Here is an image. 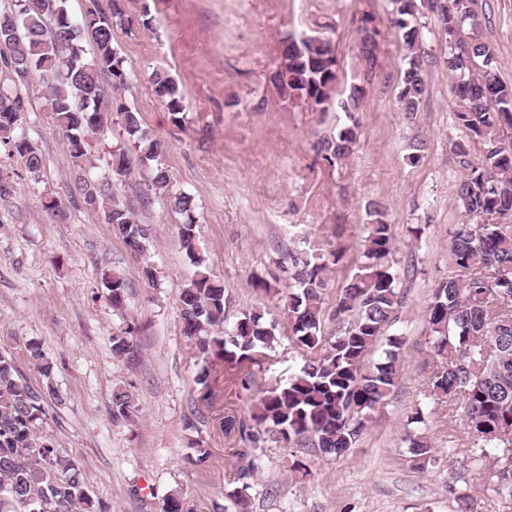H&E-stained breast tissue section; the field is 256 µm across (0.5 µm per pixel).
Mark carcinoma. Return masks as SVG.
Listing matches in <instances>:
<instances>
[{
	"instance_id": "obj_1",
	"label": "carcinoma",
	"mask_w": 512,
	"mask_h": 512,
	"mask_svg": "<svg viewBox=\"0 0 512 512\" xmlns=\"http://www.w3.org/2000/svg\"><path fill=\"white\" fill-rule=\"evenodd\" d=\"M14 8L0 17L15 14L18 28L0 29V47L13 76L20 70L41 74L44 98L64 131L73 163L88 161L87 133L97 130L111 110L104 96L102 75L112 76V87L125 84L122 61L112 47L110 18L89 10L82 22L71 17L66 0H13ZM440 21L448 35V72L454 77L452 93L459 102L454 119L462 137L452 143L459 165L467 171L457 192V202L468 220L451 236L450 256L456 275L433 290L427 310L432 346L442 359L441 369L431 378L427 396L448 402L451 417L460 418L470 443L471 459H491L494 465L512 455V440L502 441L497 432L512 429V232L502 224L484 223V216H512V85L498 76L494 53L481 39L475 0H444ZM394 25L405 50L398 102L407 115L418 112L426 91L421 60L416 53L419 34L415 24L416 0H394ZM95 45L88 58L82 47L84 35ZM379 31L360 42L366 64L375 59ZM336 59L330 41L290 36L274 84L288 96L306 100L322 112L336 105L346 122L317 142L327 161L348 158L358 142L353 112L360 91L332 101ZM156 92L168 108L179 113L182 94L170 76L155 74ZM26 101L16 89L0 84V141L24 160L27 171L37 176L42 160L25 143L16 142V129ZM128 142L112 154L117 177L128 175L126 157L136 153L152 161L163 152L136 113L124 109ZM483 145L478 160L470 146ZM168 171L156 166L153 185L167 193L171 209L184 217L180 244L194 267L179 296L182 332L203 361L216 356L226 362L255 361L280 342L278 324L259 310L242 313L224 327V285L212 278L207 258L194 233L193 199L170 190ZM115 182L87 181L86 204L102 212L133 251H146L149 228L115 193ZM368 234L362 241L365 261L358 266L336 298V306L325 314L322 290L326 286L324 255L300 250L289 255L288 292L285 305L291 326L290 340L305 352L304 363L288 380L266 390L254 405L253 424L241 423L244 440L251 447L272 441L286 446L309 441L326 455L340 457L358 442L367 421L391 393L402 371L398 336L386 332L393 323L398 302V273L389 257L393 250L392 225L376 204L369 210ZM101 284L112 307L124 305L127 283L119 271H105ZM336 329L325 332V321ZM136 326L112 338V354L121 357L130 349ZM29 361L48 379L54 365L40 344H27ZM62 402L52 385L36 391L19 375L14 362L0 355V512L19 506L23 512H96L77 464L61 456L50 434L41 429L44 404ZM135 408L133 394L125 389L112 393V420L130 418ZM424 437L409 438V453L422 468L431 460ZM249 472L240 470V484L228 495L235 512H246Z\"/></svg>"
}]
</instances>
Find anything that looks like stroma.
Masks as SVG:
<instances>
[{
    "instance_id": "1",
    "label": "stroma",
    "mask_w": 512,
    "mask_h": 512,
    "mask_svg": "<svg viewBox=\"0 0 512 512\" xmlns=\"http://www.w3.org/2000/svg\"><path fill=\"white\" fill-rule=\"evenodd\" d=\"M66 6L77 18L91 8L112 17V46L127 81L116 89L110 76L102 78L112 109L87 137L91 165L83 172L69 156L38 74L17 86L28 102L23 134L43 165L31 178L0 143V176L14 187L0 200V355L39 390L44 380L26 346L41 343L63 398L46 403L43 427L60 454L76 462L94 502L107 512H161L174 494L181 512H224L230 474L251 464L249 512H458L459 492L467 494L469 512H503L488 461L466 462L462 449L449 447L463 427L449 417L447 403L426 396L441 365L426 311L434 288L453 273L450 236L464 220L457 189L465 176L451 151L460 131L447 45L426 0L416 14L426 92L410 119L398 104L405 61L390 24L392 0H67ZM477 9L481 37L502 81L511 84L512 0H477ZM366 15L380 31L371 70L359 51ZM291 35L331 41L335 97L361 91L354 114L360 138L342 162L324 160L315 143L344 114L279 93L271 80ZM158 72L176 80L179 114L158 97ZM125 108L166 146L155 163L130 157L121 188L152 229L142 257L82 194L83 179H111L112 153L127 139ZM157 165L168 170L172 191L194 200L197 241L224 285L229 326L258 309L287 332L280 294L288 276L280 263L302 238L317 251L339 254L325 273L322 308L331 310L363 260L369 204L385 212L400 272L391 331L403 340V370L346 455L273 444L246 448L240 424L250 421L255 395L286 380L304 357L283 337L257 363L198 359L182 334L178 305L191 273L179 240L184 218L155 191ZM52 197L62 212L44 208ZM146 262L155 270L151 283L141 276ZM112 268L128 283L120 310L100 283ZM260 278L271 291L255 288ZM131 321L138 325L131 349L114 357L112 339ZM119 388L134 393L136 407L130 420L116 422L112 393ZM418 405L425 421L417 431L433 456L422 468L411 462L406 443L407 417Z\"/></svg>"
}]
</instances>
